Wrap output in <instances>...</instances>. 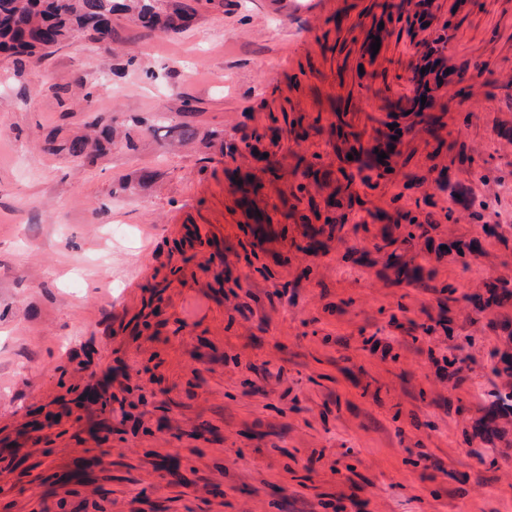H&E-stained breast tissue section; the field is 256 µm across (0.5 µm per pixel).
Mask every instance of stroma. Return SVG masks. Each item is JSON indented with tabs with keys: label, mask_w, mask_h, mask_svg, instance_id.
Segmentation results:
<instances>
[{
	"label": "stroma",
	"mask_w": 512,
	"mask_h": 512,
	"mask_svg": "<svg viewBox=\"0 0 512 512\" xmlns=\"http://www.w3.org/2000/svg\"><path fill=\"white\" fill-rule=\"evenodd\" d=\"M185 2L195 13L174 39L120 17L121 43L80 37L19 70L0 61V512L60 501L66 512H512V418L493 443L473 434L502 383L492 372L500 331L461 306L450 331L396 328L391 313L424 320L433 295L390 285L381 258L340 262L336 241L318 255L285 252L280 230L303 231L280 214L291 171L297 157L325 153L323 136L281 139L276 179L200 144L178 147L173 132L185 122L230 143L263 131L270 112L372 132L411 95L425 42L444 34L457 80L435 101L443 125L434 138L405 137L392 182L365 194L386 209L400 192L413 206L425 194L407 178L445 166L467 196L512 214V138L500 134L512 128V0H434L424 30L385 19L380 0ZM84 85L92 102L78 97ZM95 123L130 130L139 151L92 161L46 151L48 136ZM457 150L468 163H451ZM234 166L258 176L254 208L224 174ZM255 208L271 218L267 280L238 245ZM194 227L211 244L160 304L184 330L135 332L168 242ZM307 266L311 279L292 287ZM434 266L472 294L512 276V253L488 242L468 269L448 257ZM222 269L240 287H216ZM372 335L375 350L363 343ZM454 353L463 371L448 366ZM107 381L122 402L108 439L83 411L34 442L33 412ZM90 457L93 478L60 481ZM162 459L178 477L161 478Z\"/></svg>",
	"instance_id": "stroma-1"
}]
</instances>
